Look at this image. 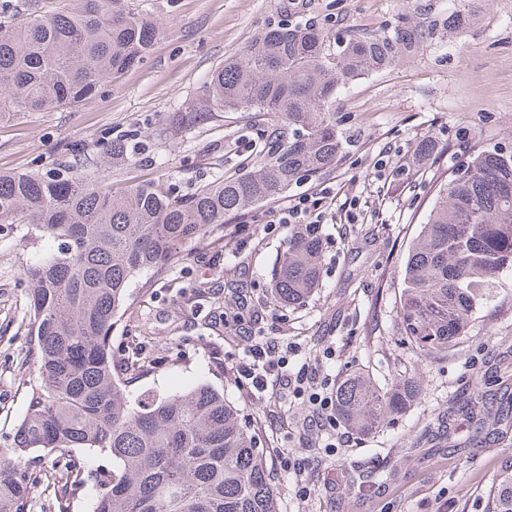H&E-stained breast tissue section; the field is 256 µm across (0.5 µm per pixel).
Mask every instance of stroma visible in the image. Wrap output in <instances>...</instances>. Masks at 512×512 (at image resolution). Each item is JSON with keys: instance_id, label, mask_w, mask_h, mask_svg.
Listing matches in <instances>:
<instances>
[{"instance_id": "stroma-1", "label": "stroma", "mask_w": 512, "mask_h": 512, "mask_svg": "<svg viewBox=\"0 0 512 512\" xmlns=\"http://www.w3.org/2000/svg\"><path fill=\"white\" fill-rule=\"evenodd\" d=\"M160 33L143 61L105 81L73 107L20 112L0 121V171L46 172L70 161L79 145L97 163L103 186L121 193L152 181L190 191L211 179L216 160L232 175L251 156L240 112H213L171 140L152 131L177 109L199 104L209 74L244 51L262 31L314 26L331 41L349 30L426 27L414 55L339 89L333 111L349 115L348 153L319 178L293 184L288 198L328 188L322 226V286L305 304L270 301V271L287 233H265L267 206L186 241L182 261L132 282L130 306L112 332L118 363L129 369L130 396H164L208 384L222 390L260 429L267 472L281 512H486V492L512 465V416L462 412V402L490 391L512 393V272L448 353L421 359L397 334L394 288L399 265L425 223L434 189L476 146L512 147V0H136ZM464 11L456 32L448 17ZM138 130L146 150L119 170L100 164L105 132ZM442 153L419 164V143ZM390 149L389 168L379 154ZM359 220L349 223L348 199ZM23 224L0 228V448L26 405L29 284L26 263L52 252ZM243 312L237 334L224 318ZM299 346L288 370L315 371L337 386L369 372L379 385L408 370L423 391L404 415L360 435L337 424L334 447L321 446L292 388L270 380L254 399L235 371L251 329ZM302 460V476L286 462ZM307 486L297 495L296 483Z\"/></svg>"}]
</instances>
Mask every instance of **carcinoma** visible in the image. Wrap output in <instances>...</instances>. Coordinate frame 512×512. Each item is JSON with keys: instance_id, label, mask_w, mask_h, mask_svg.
<instances>
[{"instance_id": "cac0c4a2", "label": "carcinoma", "mask_w": 512, "mask_h": 512, "mask_svg": "<svg viewBox=\"0 0 512 512\" xmlns=\"http://www.w3.org/2000/svg\"><path fill=\"white\" fill-rule=\"evenodd\" d=\"M158 34L131 0H67L45 15L3 11L0 120L76 105L142 61ZM423 34L416 27L357 31L333 52L315 28L263 32L212 71L202 105L178 110L156 130L168 140L203 114L226 111L243 113L259 130L242 173L216 176L187 194L143 181L114 195L95 174L66 163L46 173L0 172V224H26L56 244L23 268L31 378L27 409L9 447L0 448V512H31L48 455L68 460L57 482L58 512L88 495L93 512H279L256 428L224 392L203 384L130 399L112 331L135 277L178 262L186 240L280 200L298 180L341 161L350 139L332 111L336 89L413 54ZM139 151L135 132L102 140L103 158L114 166L136 163ZM463 168L438 186L402 264L398 333L424 358L454 346L512 271V152L482 146ZM322 270V233L293 225L271 271L272 302L304 305ZM421 393L413 373L382 387L354 371L336 390V415L372 433ZM464 408L507 413L512 397L488 393ZM96 452L111 456L112 466L97 470L90 484L84 454ZM487 512H512L511 469L490 487Z\"/></svg>"}]
</instances>
